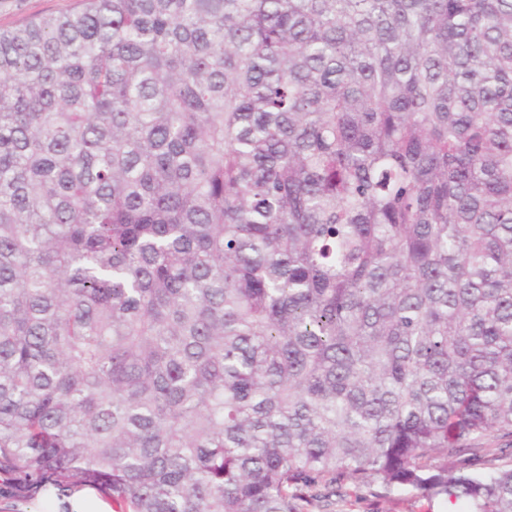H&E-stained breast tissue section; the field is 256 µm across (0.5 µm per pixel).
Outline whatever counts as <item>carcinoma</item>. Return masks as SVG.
Segmentation results:
<instances>
[{"instance_id": "cac0c4a2", "label": "carcinoma", "mask_w": 512, "mask_h": 512, "mask_svg": "<svg viewBox=\"0 0 512 512\" xmlns=\"http://www.w3.org/2000/svg\"><path fill=\"white\" fill-rule=\"evenodd\" d=\"M512 0H82L0 31V466L117 512L350 479L512 512ZM476 448H483L476 455H469L470 462L474 464L473 470L483 472L495 466H503L511 464L510 453L512 446V438L502 437L500 433H494L479 439Z\"/></svg>"}]
</instances>
